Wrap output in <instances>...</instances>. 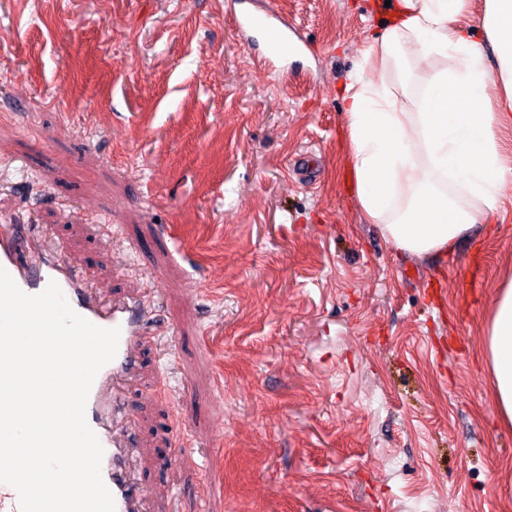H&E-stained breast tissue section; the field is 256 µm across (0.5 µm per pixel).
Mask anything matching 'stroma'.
Listing matches in <instances>:
<instances>
[{"mask_svg":"<svg viewBox=\"0 0 512 512\" xmlns=\"http://www.w3.org/2000/svg\"><path fill=\"white\" fill-rule=\"evenodd\" d=\"M275 2L276 68L235 24L266 0H0V222L102 299L159 291L175 339L124 388L142 512H512L484 357L512 185L454 252L395 249L342 179L371 0Z\"/></svg>","mask_w":512,"mask_h":512,"instance_id":"35a3bbf8","label":"stroma"}]
</instances>
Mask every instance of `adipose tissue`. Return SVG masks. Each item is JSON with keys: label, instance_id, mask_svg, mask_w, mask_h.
Listing matches in <instances>:
<instances>
[{"label": "adipose tissue", "instance_id": "adipose-tissue-1", "mask_svg": "<svg viewBox=\"0 0 512 512\" xmlns=\"http://www.w3.org/2000/svg\"><path fill=\"white\" fill-rule=\"evenodd\" d=\"M468 0H390L381 34L343 87L346 183L368 223L398 251L448 254L477 234L512 183L495 128L512 122V0H485L484 41L456 25ZM442 57L427 81L392 83L407 59ZM492 112L476 111L492 85ZM500 420L512 426V268L500 279L485 330Z\"/></svg>", "mask_w": 512, "mask_h": 512}]
</instances>
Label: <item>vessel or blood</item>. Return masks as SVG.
Listing matches in <instances>:
<instances>
[{"label": "vessel or blood", "mask_w": 512, "mask_h": 512, "mask_svg": "<svg viewBox=\"0 0 512 512\" xmlns=\"http://www.w3.org/2000/svg\"><path fill=\"white\" fill-rule=\"evenodd\" d=\"M244 22L262 36L271 58L287 57L292 42L287 25L275 10L246 16ZM0 267L30 295L40 294L49 283H57L76 314L98 327L119 329L116 356L97 373L85 416L103 448L101 476L113 496L115 512H139L140 494L127 470V461L134 452L128 434L132 414L121 402L118 390L135 373L136 350L149 336L145 321L155 308L153 295L145 291L109 306L100 304L91 297L80 267L62 247L41 253L24 248L17 224H0Z\"/></svg>", "instance_id": "obj_1"}]
</instances>
